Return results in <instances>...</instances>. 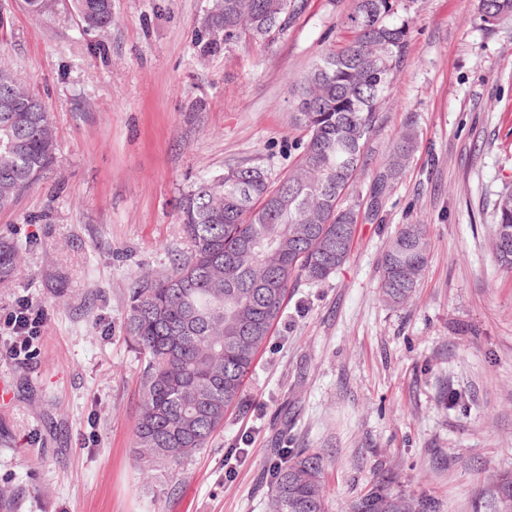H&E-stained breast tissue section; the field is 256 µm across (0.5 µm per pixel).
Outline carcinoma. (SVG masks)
Instances as JSON below:
<instances>
[{"instance_id":"1","label":"carcinoma","mask_w":512,"mask_h":512,"mask_svg":"<svg viewBox=\"0 0 512 512\" xmlns=\"http://www.w3.org/2000/svg\"><path fill=\"white\" fill-rule=\"evenodd\" d=\"M303 7L301 0H214L196 45L211 56L268 44ZM74 8L88 30L112 25V0H75ZM479 11L495 21L512 14V0H479ZM396 13L397 0H352L344 20L351 39L327 48L291 85V118L305 132L292 144L297 164L275 181L248 164L201 178L180 206L190 254L129 289L124 331L141 361L133 437L144 480L176 471L208 447L240 404L291 286L302 279L322 283L348 261L360 209L345 200L365 166L376 108L407 51V26L394 20ZM1 98L16 99L21 111L0 112V209L40 179L57 150L47 105L8 68H0ZM417 145L411 125L391 142L376 165L366 218L376 216ZM493 218L495 258L511 275V187L497 194ZM428 247L425 224H404L390 238L379 288L391 305L416 292ZM26 249L18 239L0 238V282L14 276ZM323 471L315 450H280L268 512H327ZM351 512H443V504L400 498L381 480L352 501ZM474 512H512V473L482 488Z\"/></svg>"}]
</instances>
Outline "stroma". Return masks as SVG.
<instances>
[{"label": "stroma", "mask_w": 512, "mask_h": 512, "mask_svg": "<svg viewBox=\"0 0 512 512\" xmlns=\"http://www.w3.org/2000/svg\"><path fill=\"white\" fill-rule=\"evenodd\" d=\"M212 0H112L83 29L72 0L41 17L0 0V66L49 107L58 143L0 235L28 243L0 284V512H267L280 448L325 458L329 512L377 481L472 512L512 470V275L494 258L492 203L512 180V19L477 0H401L404 68L378 108L352 193L369 202L376 163L406 125L419 144L377 218L359 224L329 280L300 282L230 413L176 475L143 480L132 446L141 362L123 326L135 279L167 272L189 244L178 203L236 164L279 178L296 161L289 80L343 42L350 0H306L271 45L206 58L195 31ZM428 227L429 258L404 305L379 288L401 225ZM43 313L12 356L7 321Z\"/></svg>", "instance_id": "35a3bbf8"}]
</instances>
